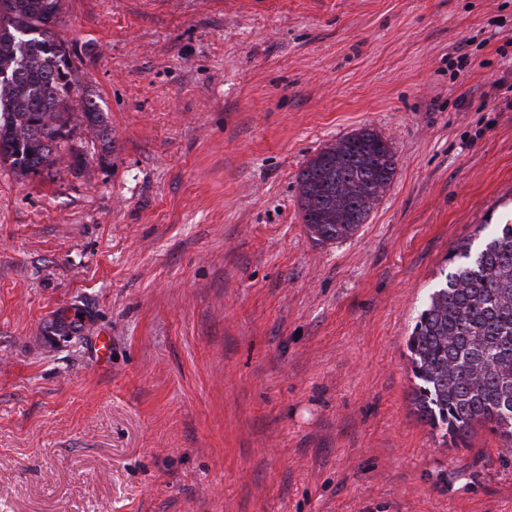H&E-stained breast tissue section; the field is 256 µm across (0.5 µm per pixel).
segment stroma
<instances>
[{
  "mask_svg": "<svg viewBox=\"0 0 512 512\" xmlns=\"http://www.w3.org/2000/svg\"><path fill=\"white\" fill-rule=\"evenodd\" d=\"M57 32L114 143L0 164V512H512V450L421 423L406 349L512 220V0H63ZM363 127L393 184L317 241L296 176Z\"/></svg>",
  "mask_w": 512,
  "mask_h": 512,
  "instance_id": "35a3bbf8",
  "label": "stroma"
}]
</instances>
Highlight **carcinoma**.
Here are the masks:
<instances>
[{
    "mask_svg": "<svg viewBox=\"0 0 512 512\" xmlns=\"http://www.w3.org/2000/svg\"><path fill=\"white\" fill-rule=\"evenodd\" d=\"M62 0H0V163L29 174L52 166L72 134L79 91L55 31ZM80 124L112 147L96 98L81 93ZM396 157L370 128L332 142L297 174L303 224L318 241L356 233L393 182ZM422 302L407 340L421 421L457 446L475 424L512 444V223L496 224Z\"/></svg>",
    "mask_w": 512,
    "mask_h": 512,
    "instance_id": "obj_1",
    "label": "carcinoma"
}]
</instances>
